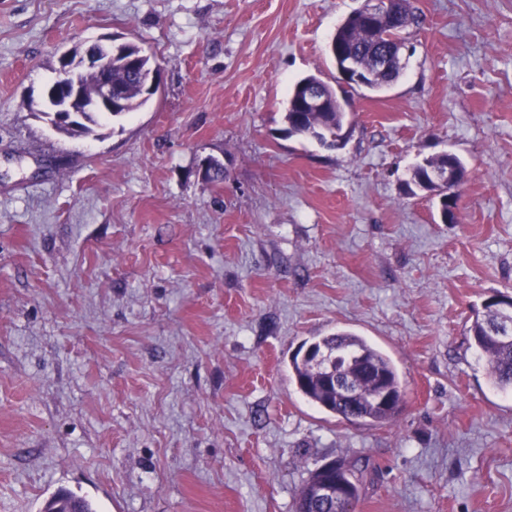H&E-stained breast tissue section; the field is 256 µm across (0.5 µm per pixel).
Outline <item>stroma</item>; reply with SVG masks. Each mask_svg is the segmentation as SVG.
Instances as JSON below:
<instances>
[{"label":"stroma","instance_id":"1","mask_svg":"<svg viewBox=\"0 0 512 512\" xmlns=\"http://www.w3.org/2000/svg\"><path fill=\"white\" fill-rule=\"evenodd\" d=\"M384 93L342 146L289 135L292 84L363 0H0V512H293L368 457L355 512H512V395L467 329L512 294V0H410ZM111 35L162 83L77 138L39 118L61 51ZM464 162L457 221L412 174ZM223 164L207 179L203 159ZM367 337L398 420L309 404L305 340ZM46 511L64 512L73 510L75 512H96L92 504L82 498L73 496L71 494L63 493L52 498L47 504Z\"/></svg>","mask_w":512,"mask_h":512}]
</instances>
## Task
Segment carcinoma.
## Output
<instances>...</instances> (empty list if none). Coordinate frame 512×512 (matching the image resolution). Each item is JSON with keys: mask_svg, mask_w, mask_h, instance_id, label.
Returning a JSON list of instances; mask_svg holds the SVG:
<instances>
[{"mask_svg": "<svg viewBox=\"0 0 512 512\" xmlns=\"http://www.w3.org/2000/svg\"><path fill=\"white\" fill-rule=\"evenodd\" d=\"M418 23V17L412 12L409 0H401L395 20L379 29L366 28L360 24L349 22L336 27L331 43L339 46L343 57L333 59L339 67L348 62L362 72L371 75L368 82L369 90L380 92L390 87L399 77L401 69L390 73H380L373 68L372 53L376 45L390 41L406 40L408 28ZM101 66L112 74V85L124 102L122 110L112 113L118 118L139 109L148 102L143 97L139 73L131 70L126 56L114 55L99 58ZM315 83L323 90L328 106L321 111L303 113L297 117L294 112L295 100L303 93L302 85ZM52 126L71 137H87L96 133L100 125L102 112H76L56 114ZM288 133L291 135L309 136L327 147L336 146V138L341 136L348 123V112L345 103L338 97L336 89L315 75L297 80L290 90L286 112ZM457 182L442 188L429 179L428 170H438L448 166V154L443 153L425 160L413 171V181L420 189L437 197L451 192L460 196V188L467 178V170L460 158H455ZM495 317L491 313L479 312L472 320L468 332L473 345L484 358L488 377L492 385L504 393H512V342H500L493 337ZM315 350L326 349L341 355L334 370L344 380L352 377L360 383V391L356 397L347 400L339 398L335 392L326 388L323 374L314 371L311 359L302 356L306 347ZM289 369L302 396L312 405L332 414L348 423L363 426H381L393 423L402 412L378 403L375 394L378 389L389 390L395 398L404 397V386L398 370L391 357L370 343L365 337L353 332L339 330L326 336H315L303 341L292 354ZM333 464L341 471L338 477L354 490L353 500L341 512H354L355 503L361 496L363 477L368 470V462L362 460L337 459ZM324 473L317 468L311 472L309 479L300 488L294 503V510L302 509L308 498L312 497L315 486L321 481ZM49 512H96L92 504L82 498L63 493L52 498L47 504Z\"/></svg>", "mask_w": 512, "mask_h": 512, "instance_id": "obj_1", "label": "carcinoma"}]
</instances>
